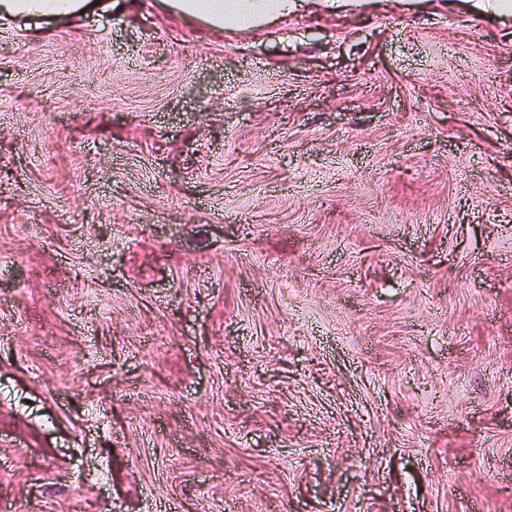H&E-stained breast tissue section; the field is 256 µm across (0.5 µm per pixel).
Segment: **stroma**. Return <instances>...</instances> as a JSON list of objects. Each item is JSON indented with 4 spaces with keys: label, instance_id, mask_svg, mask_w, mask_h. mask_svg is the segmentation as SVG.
Listing matches in <instances>:
<instances>
[{
    "label": "stroma",
    "instance_id": "obj_1",
    "mask_svg": "<svg viewBox=\"0 0 512 512\" xmlns=\"http://www.w3.org/2000/svg\"><path fill=\"white\" fill-rule=\"evenodd\" d=\"M168 502L512 512V0L0 21V504Z\"/></svg>",
    "mask_w": 512,
    "mask_h": 512
}]
</instances>
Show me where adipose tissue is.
<instances>
[{"instance_id":"ef3b65f1","label":"adipose tissue","mask_w":512,"mask_h":512,"mask_svg":"<svg viewBox=\"0 0 512 512\" xmlns=\"http://www.w3.org/2000/svg\"><path fill=\"white\" fill-rule=\"evenodd\" d=\"M170 15L193 19L212 29L247 30L305 6L306 0H160ZM89 0H0V20L17 17L72 20L83 15Z\"/></svg>"}]
</instances>
